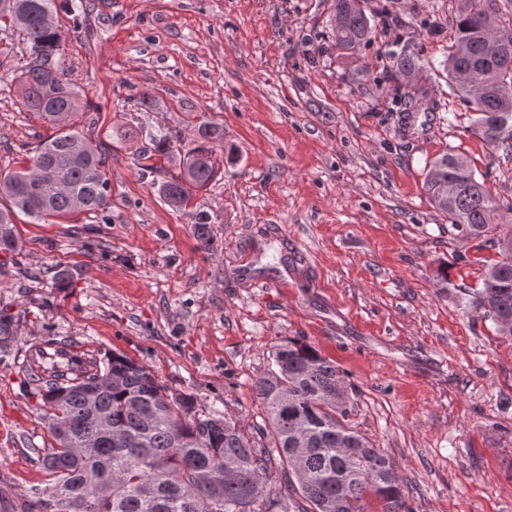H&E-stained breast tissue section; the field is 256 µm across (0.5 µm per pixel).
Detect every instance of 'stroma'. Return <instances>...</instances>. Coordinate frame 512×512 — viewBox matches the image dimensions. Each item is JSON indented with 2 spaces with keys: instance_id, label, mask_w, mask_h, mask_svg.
<instances>
[{
  "instance_id": "stroma-1",
  "label": "stroma",
  "mask_w": 512,
  "mask_h": 512,
  "mask_svg": "<svg viewBox=\"0 0 512 512\" xmlns=\"http://www.w3.org/2000/svg\"><path fill=\"white\" fill-rule=\"evenodd\" d=\"M91 2L57 19L85 95L74 124L108 154L109 197L48 223L19 216L18 249L0 251V310L22 338L0 364V512L45 481L31 345L124 354L254 434L252 382L291 338L336 362L350 425L394 459L413 512H512V341L468 305L474 243L424 192L436 157L465 155L512 223V157L473 134L443 65L459 0H366L375 37L351 55L331 0ZM18 43L0 28L5 173L51 133L20 105ZM406 44L438 110L403 108L386 65ZM205 122L223 131L220 172L178 210L142 151ZM137 125L145 138L121 139ZM200 213L214 250L195 237Z\"/></svg>"
}]
</instances>
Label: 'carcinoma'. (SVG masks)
I'll list each match as a JSON object with an SVG mask.
<instances>
[{
  "mask_svg": "<svg viewBox=\"0 0 512 512\" xmlns=\"http://www.w3.org/2000/svg\"><path fill=\"white\" fill-rule=\"evenodd\" d=\"M445 60L455 91L474 112L472 128L497 150L512 154V0H460ZM56 0H0V18L23 32L28 49L20 75L23 106L53 132L39 142L30 171L0 173V250L19 246L14 217L35 220L96 211L106 205L109 179L103 150L75 152L86 138L73 127L82 98L64 80L59 54L62 36L49 19ZM335 46L346 54L371 40L375 28L362 0H333ZM509 34L498 55L488 44ZM392 79L418 75L419 56L409 46L388 55ZM410 107L430 100L416 80ZM221 135L199 127L187 149L188 177L150 163L181 150L178 134L152 139L146 168L161 176L159 193L172 207L187 206L191 189L207 187L218 163L209 143ZM430 204L449 215L452 226L476 241V251L497 250V258L476 256L482 287L470 291L496 333L512 340V229L494 224L499 206L479 182L466 157L446 152L431 165L425 183ZM13 317L0 311V364L18 348ZM50 446L34 448L46 473L22 512H412L405 485L385 450L349 426V394L336 363L313 346L288 340L272 350L267 370L253 383L266 413L262 438L217 410L199 408L190 394H175L150 369L112 354L99 363L71 354L61 363L43 362L29 374ZM280 473L279 486L268 484Z\"/></svg>",
  "mask_w": 512,
  "mask_h": 512,
  "instance_id": "carcinoma-1",
  "label": "carcinoma"
}]
</instances>
